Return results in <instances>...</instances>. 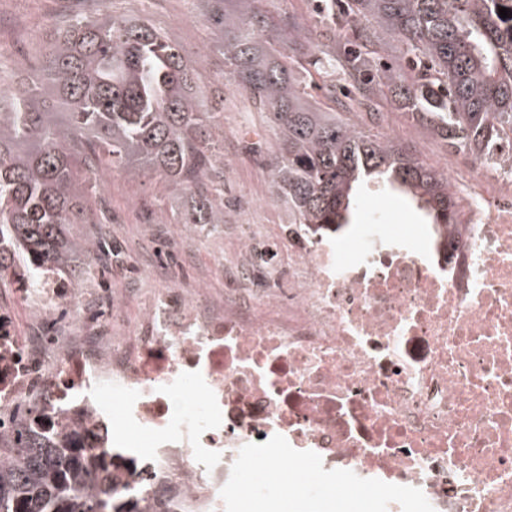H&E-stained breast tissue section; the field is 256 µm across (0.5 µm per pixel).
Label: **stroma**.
<instances>
[{
  "mask_svg": "<svg viewBox=\"0 0 512 512\" xmlns=\"http://www.w3.org/2000/svg\"><path fill=\"white\" fill-rule=\"evenodd\" d=\"M268 16L299 23L309 39L326 51L343 52L354 33L344 21L328 26L311 11L310 0H260ZM78 0H0V70L17 83L37 70L38 45L49 43L57 26ZM112 12L145 19L179 43L207 89L217 88L224 57L212 47V31L205 16L206 0H112ZM311 92L342 120L358 129L391 139L416 152L429 168L452 159L470 162L466 152L448 148L430 136L411 115L403 113L392 93L375 100L371 111L345 110L328 89L343 83V74H311ZM278 148V136L265 113L233 89L224 91V158L211 174L214 187L224 192L225 204L235 206L241 223L211 226L179 223L183 200L156 178H130L112 172L97 182L95 210L108 218L104 224L79 225L80 237L105 243L91 262L86 281L93 303L111 307L115 290L124 299L154 292L158 287L199 286L223 292L235 276L233 258L227 254L229 237L254 233L260 224L287 221L284 203L272 184L266 162ZM166 221H159V214Z\"/></svg>",
  "mask_w": 512,
  "mask_h": 512,
  "instance_id": "obj_1",
  "label": "stroma"
}]
</instances>
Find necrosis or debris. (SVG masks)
Segmentation results:
<instances>
[{
	"instance_id": "1",
	"label": "necrosis or debris",
	"mask_w": 512,
	"mask_h": 512,
	"mask_svg": "<svg viewBox=\"0 0 512 512\" xmlns=\"http://www.w3.org/2000/svg\"><path fill=\"white\" fill-rule=\"evenodd\" d=\"M455 201L447 252L431 225L394 236L372 216L326 240L269 224L231 241L241 285L200 300L168 288L131 322L86 326L81 289L38 275V312L80 327L20 346L0 319V406L35 399L72 427L111 432L115 489L148 508L247 512L249 466L270 470L267 505L296 512L310 470L320 512H512V150L495 176L445 166Z\"/></svg>"
}]
</instances>
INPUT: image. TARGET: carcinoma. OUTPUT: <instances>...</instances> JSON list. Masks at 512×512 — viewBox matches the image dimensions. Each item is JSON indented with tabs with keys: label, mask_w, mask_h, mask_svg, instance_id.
Returning a JSON list of instances; mask_svg holds the SVG:
<instances>
[{
	"label": "carcinoma",
	"mask_w": 512,
	"mask_h": 512,
	"mask_svg": "<svg viewBox=\"0 0 512 512\" xmlns=\"http://www.w3.org/2000/svg\"><path fill=\"white\" fill-rule=\"evenodd\" d=\"M224 53L225 83L268 114L280 149L268 161L288 202V223L330 237L357 219V199L376 186L426 224L453 223L446 178L409 148L341 122L307 91L310 68H336L293 22L230 13L207 0ZM512 0H315L320 18L370 24L344 61L348 98L384 91L452 149L493 167L512 146ZM396 43L400 66L366 65L371 38ZM19 86L0 76V284L54 270L80 282L74 253L98 245L72 238L97 223L87 184L120 168L159 178L185 198L182 224L224 223V193L204 188L221 157L224 101L198 93L196 69L145 21L75 13ZM413 73L403 81L401 71ZM61 105L64 112H55ZM0 437V512H140L112 491V449L36 404L19 407Z\"/></svg>",
	"instance_id": "carcinoma-1"
}]
</instances>
